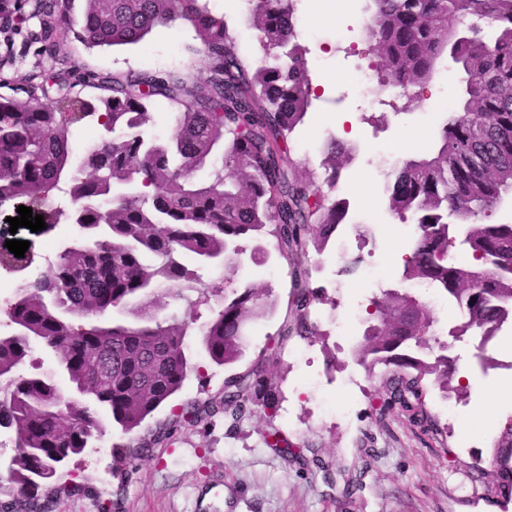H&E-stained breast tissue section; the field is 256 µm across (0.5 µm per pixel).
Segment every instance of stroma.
<instances>
[{
  "label": "stroma",
  "instance_id": "stroma-1",
  "mask_svg": "<svg viewBox=\"0 0 512 512\" xmlns=\"http://www.w3.org/2000/svg\"><path fill=\"white\" fill-rule=\"evenodd\" d=\"M211 8L223 14L241 52L253 65L270 56L243 21L245 0H211ZM368 0H352L348 10L316 7L298 0L296 15L300 33L314 30L318 40L307 41V67L315 95L301 125L291 135V149L301 163L300 177L323 173L322 146L339 137L356 149L353 161L342 169L337 197L350 204L352 222L370 226L349 257L371 261L385 280L384 288L357 287L352 276H340L343 259L335 245L313 256L311 282L320 289L323 304L320 337H291L290 348L310 347L314 363L305 366L282 353L278 364L267 366L272 378L271 407L258 408L239 421L216 414L195 428H177L170 441L153 447L122 492L123 512H481L494 504L497 494L489 474L494 443L512 422V386L501 370H488L485 380H471L464 394L449 393L450 402L466 410L451 421L438 408L434 391H426V409L432 419L424 426L400 409L378 414L383 397L384 366L371 369L358 396L357 414L341 423L323 402L328 388L319 381L324 372L345 371L354 363L342 355L334 331L337 308L364 313L371 299L385 298L401 289L402 255L409 248L402 240L406 226L388 208L389 172L404 160L432 151L439 124L447 107H459L464 99L466 75L451 60L438 63L436 72L448 77L447 85L431 81L422 102L411 101L399 87L375 90L373 84L354 89L355 69H368L364 21ZM37 20L12 30L11 63L0 69L6 77L23 74L42 80L63 74L87 98L99 95L95 75L131 70H178L196 76L208 60L185 51L193 42L188 28H160L129 50L89 49L71 39L48 46L36 40ZM355 123H348V115ZM17 206H0V247L10 237L27 241L35 260L47 259V248L62 244L71 233L63 225H47L34 232L18 228L10 232L8 221ZM244 254L233 278L237 284L271 290L277 301L274 316L251 326L248 359H255L276 336L286 313L290 292V268L276 255L258 260L252 241H242ZM196 366L181 392L147 418L135 435L122 433L110 414H103L106 452L88 449L68 463L77 483L111 491L113 457L110 448L144 438L156 426L169 423L174 411L188 401L220 396L228 372L207 355L202 338H187ZM283 431L296 444L316 449L325 469L290 465L262 438L265 430Z\"/></svg>",
  "mask_w": 512,
  "mask_h": 512
}]
</instances>
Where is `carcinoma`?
<instances>
[{"label":"carcinoma","mask_w":512,"mask_h":512,"mask_svg":"<svg viewBox=\"0 0 512 512\" xmlns=\"http://www.w3.org/2000/svg\"><path fill=\"white\" fill-rule=\"evenodd\" d=\"M36 0L47 33L72 36L89 48L140 44L155 28H191L208 67L191 80L176 72L129 71L98 77L103 95L91 101L57 83L59 106L0 94V206L26 198L51 223L76 236L19 282L0 333V428L14 433L13 466L0 480V512H49L54 483L70 459L103 435L97 408L125 434L141 427L181 391L195 371L186 336L197 307L209 300L200 271L235 272L246 236L255 251L273 239L291 267V303L279 342L265 350L279 360L293 335L313 336L309 254L322 253L347 218V202L330 197L354 148L330 137L323 145L322 181L300 179L289 138L312 96L306 49L298 42L297 0H248L247 25L275 51L252 69L224 15L210 0ZM365 20L378 84L421 98L438 60L448 54L467 75L459 112L441 124L430 154L401 163L389 207L419 233L405 279L441 290L464 313L460 331L489 341L512 310V223L487 218L512 200V0H370ZM467 22V34L448 19ZM178 109L165 140L148 139L155 98ZM103 133L82 152L75 132ZM208 170L207 179L197 173ZM453 222H448V218ZM463 250L468 262L456 260ZM193 258L195 265L184 263ZM184 303L182 317L165 313ZM276 300L256 288H232L198 328L210 359L231 370L246 350V329L272 315ZM116 319L105 322L107 313ZM367 344L355 357L373 367L435 376L442 397L456 369L442 355L429 363L410 352L431 350L435 310L415 293L394 291L365 308ZM41 339L57 371L24 375L19 367ZM67 375L74 396L59 391ZM271 406L261 375L244 383L224 413L243 417Z\"/></svg>","instance_id":"carcinoma-1"}]
</instances>
